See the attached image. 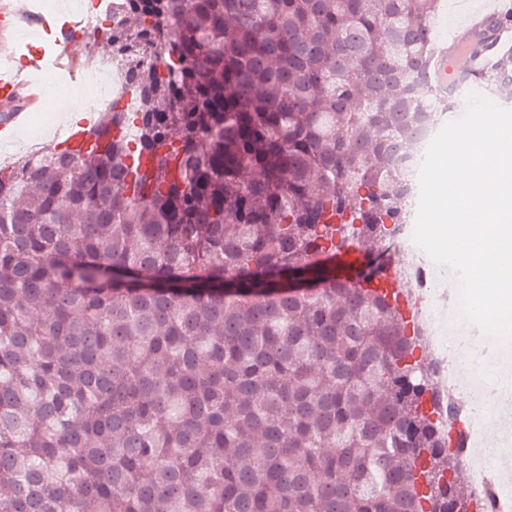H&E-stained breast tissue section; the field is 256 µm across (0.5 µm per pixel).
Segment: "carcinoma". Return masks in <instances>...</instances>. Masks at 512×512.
I'll use <instances>...</instances> for the list:
<instances>
[{"label":"carcinoma","mask_w":512,"mask_h":512,"mask_svg":"<svg viewBox=\"0 0 512 512\" xmlns=\"http://www.w3.org/2000/svg\"><path fill=\"white\" fill-rule=\"evenodd\" d=\"M439 0H112L87 149L0 165V512H481L380 284ZM482 84L512 94L489 38Z\"/></svg>","instance_id":"carcinoma-1"}]
</instances>
